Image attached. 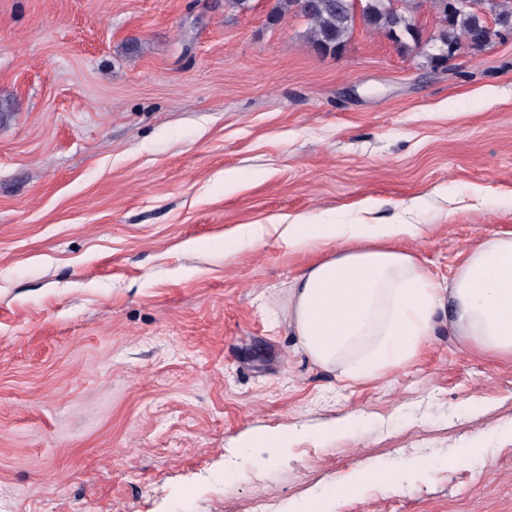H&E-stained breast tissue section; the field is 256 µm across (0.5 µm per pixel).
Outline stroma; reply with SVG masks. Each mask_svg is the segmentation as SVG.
Here are the masks:
<instances>
[{"label":"stroma","instance_id":"35a3bbf8","mask_svg":"<svg viewBox=\"0 0 512 512\" xmlns=\"http://www.w3.org/2000/svg\"><path fill=\"white\" fill-rule=\"evenodd\" d=\"M273 2L0 0V512H304L364 462L397 483L333 512H512L511 362L441 325L340 380L288 326L307 256L224 254L241 224L408 217L449 279L512 229V38L438 69L360 26L318 53Z\"/></svg>","mask_w":512,"mask_h":512}]
</instances>
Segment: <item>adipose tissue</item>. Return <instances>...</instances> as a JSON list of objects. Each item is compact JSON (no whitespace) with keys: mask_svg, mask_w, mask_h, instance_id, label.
<instances>
[{"mask_svg":"<svg viewBox=\"0 0 512 512\" xmlns=\"http://www.w3.org/2000/svg\"><path fill=\"white\" fill-rule=\"evenodd\" d=\"M294 253L311 260L288 292V325L317 365L350 381L409 364L439 320L466 347L512 360V230H493L466 249L452 277L437 282L406 240L423 225L334 224L307 216L278 227ZM373 465L330 481L309 512L383 479Z\"/></svg>","mask_w":512,"mask_h":512,"instance_id":"obj_1","label":"adipose tissue"}]
</instances>
